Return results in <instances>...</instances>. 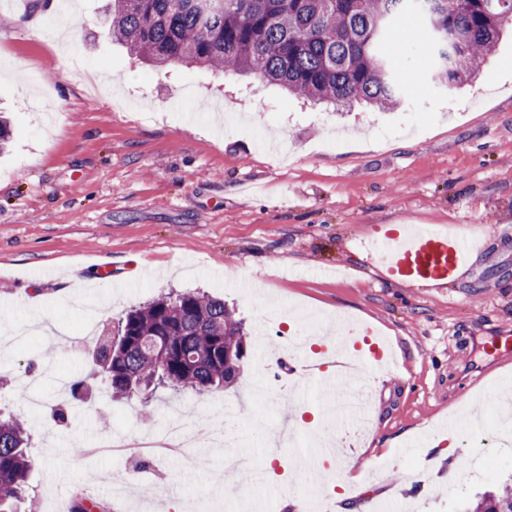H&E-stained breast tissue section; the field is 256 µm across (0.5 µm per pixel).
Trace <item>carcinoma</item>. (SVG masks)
Returning a JSON list of instances; mask_svg holds the SVG:
<instances>
[{
  "mask_svg": "<svg viewBox=\"0 0 512 512\" xmlns=\"http://www.w3.org/2000/svg\"><path fill=\"white\" fill-rule=\"evenodd\" d=\"M408 16L429 26L439 78L464 85L512 27V0H112L107 23L112 40L153 66L252 73L335 106L393 108L402 84L384 45ZM252 345L223 299L169 291L129 310L117 340L99 337L93 361L116 395H204L237 383ZM27 444L25 414L0 419V512H15L28 481ZM468 512H512V487L484 493Z\"/></svg>",
  "mask_w": 512,
  "mask_h": 512,
  "instance_id": "carcinoma-1",
  "label": "carcinoma"
}]
</instances>
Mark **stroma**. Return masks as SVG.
<instances>
[{"label": "stroma", "instance_id": "stroma-1", "mask_svg": "<svg viewBox=\"0 0 512 512\" xmlns=\"http://www.w3.org/2000/svg\"><path fill=\"white\" fill-rule=\"evenodd\" d=\"M108 0H68L40 19L60 24L46 38L24 19L31 0H0V111L11 125L0 156V330L28 333L0 345V413L24 412L34 462L17 512H70L83 491L117 512H282L281 484L294 460L319 457L324 427L351 434L310 386L306 421L280 403L256 406L261 422L237 449L209 447L193 473L95 451L101 439L164 432L173 408L193 429L249 402L270 358L297 355L294 314L368 326L391 346L397 368L369 364L371 429L335 472L351 477L356 512L394 503L408 512H460L491 482L497 464L465 484L420 488L409 472L444 453L449 417L512 390V351L488 353L512 336V35H504L473 85L436 77L419 19L401 20L386 51L400 70L397 110H341L296 99L254 75L202 66L155 69L113 43ZM99 68L102 87L73 76ZM438 224L480 243L471 264L444 287L387 279L363 244L380 225ZM112 268L111 285L96 275ZM223 297L261 337L234 387L204 396L159 390L140 400L106 395L91 353L103 329L170 289ZM84 380L83 400L61 398L57 377ZM67 405V425L51 418ZM150 419H142V410ZM294 421L275 481L226 503L210 476L241 453L268 464L265 440Z\"/></svg>", "mask_w": 512, "mask_h": 512}]
</instances>
